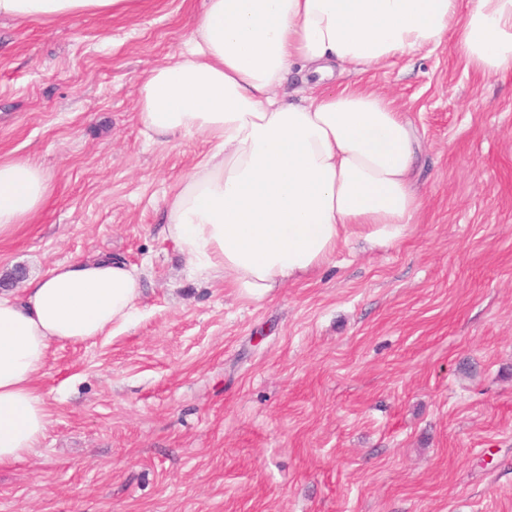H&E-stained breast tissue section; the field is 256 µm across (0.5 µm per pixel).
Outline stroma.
<instances>
[{
    "mask_svg": "<svg viewBox=\"0 0 512 512\" xmlns=\"http://www.w3.org/2000/svg\"><path fill=\"white\" fill-rule=\"evenodd\" d=\"M203 6L0 23V160L51 182L0 278L110 255L142 282L127 328L52 348L51 423L0 466V512H512V71L448 44L336 69L412 122L424 206L397 244L349 238L253 302L160 233L207 139L139 120L141 75Z\"/></svg>",
    "mask_w": 512,
    "mask_h": 512,
    "instance_id": "35a3bbf8",
    "label": "stroma"
}]
</instances>
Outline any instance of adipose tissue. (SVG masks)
<instances>
[{
    "instance_id": "1",
    "label": "adipose tissue",
    "mask_w": 512,
    "mask_h": 512,
    "mask_svg": "<svg viewBox=\"0 0 512 512\" xmlns=\"http://www.w3.org/2000/svg\"><path fill=\"white\" fill-rule=\"evenodd\" d=\"M131 0H0V19L49 21L128 9ZM456 47L486 75L512 69V0H205L188 46L138 83L144 134H202L210 148L171 187L161 232L192 270L241 297L328 263L361 233L388 247L422 207L409 121L367 87L284 91L292 68L319 76ZM50 183L28 159L0 161V237L44 206ZM141 295L136 268L101 255L62 262L22 293L0 291V465L37 447L49 413L36 381L61 342L123 329Z\"/></svg>"
}]
</instances>
